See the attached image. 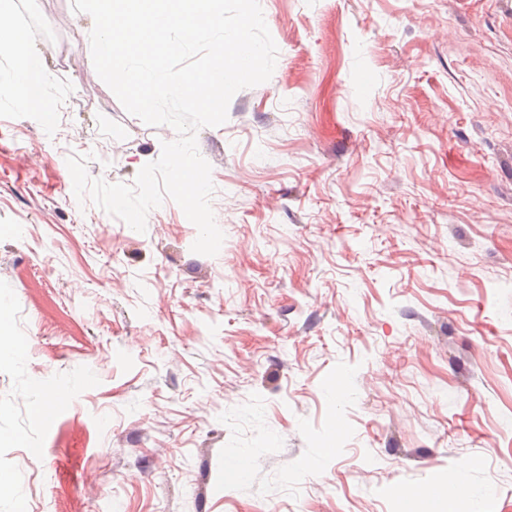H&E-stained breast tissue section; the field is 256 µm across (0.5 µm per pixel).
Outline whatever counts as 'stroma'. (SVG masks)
Instances as JSON below:
<instances>
[{
  "label": "stroma",
  "instance_id": "35a3bbf8",
  "mask_svg": "<svg viewBox=\"0 0 512 512\" xmlns=\"http://www.w3.org/2000/svg\"><path fill=\"white\" fill-rule=\"evenodd\" d=\"M260 3L274 72L197 132L210 257L172 200L78 203L67 157L130 184L176 133L71 0H12L55 118L0 80V512H512V0ZM415 497L425 499L429 504L434 503L435 506L440 504L439 508H427L428 510H416L414 499L410 501L407 512H456V504L460 500L467 499L469 492L462 484L449 485L446 488L437 490H426L422 494H417Z\"/></svg>",
  "mask_w": 512,
  "mask_h": 512
}]
</instances>
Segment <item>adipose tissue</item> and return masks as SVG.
Returning <instances> with one entry per match:
<instances>
[{
    "instance_id": "adipose-tissue-1",
    "label": "adipose tissue",
    "mask_w": 512,
    "mask_h": 512,
    "mask_svg": "<svg viewBox=\"0 0 512 512\" xmlns=\"http://www.w3.org/2000/svg\"><path fill=\"white\" fill-rule=\"evenodd\" d=\"M31 40V33L17 26L8 0H0V54L11 57L16 67L25 71L24 79L12 75L8 81L28 110L40 113L42 119L48 121L52 115L42 109V88L47 82V73L30 50Z\"/></svg>"
}]
</instances>
